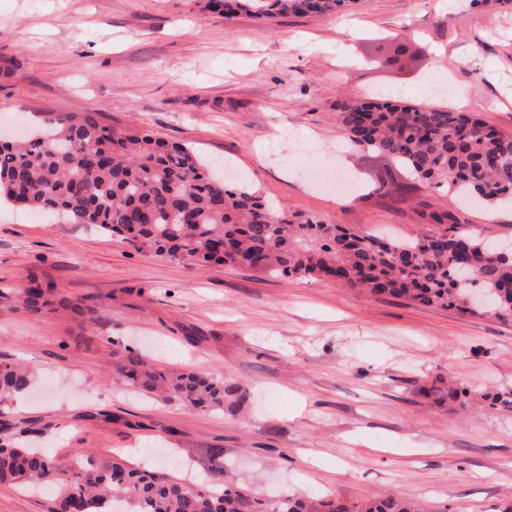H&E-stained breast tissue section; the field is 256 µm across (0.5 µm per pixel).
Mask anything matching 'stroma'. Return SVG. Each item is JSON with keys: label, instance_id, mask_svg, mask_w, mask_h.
I'll return each instance as SVG.
<instances>
[{"label": "stroma", "instance_id": "obj_1", "mask_svg": "<svg viewBox=\"0 0 512 512\" xmlns=\"http://www.w3.org/2000/svg\"><path fill=\"white\" fill-rule=\"evenodd\" d=\"M406 31L397 64L379 37ZM377 89L453 109L456 95L512 132V10L497 0H355L335 15L225 24L207 0H0V132L61 112L152 131L230 162L288 212L355 230L432 232L425 204L512 237L511 208H460L422 188L376 191L391 158L339 149L338 103ZM52 284L92 317L0 308V360L36 378L0 404V438L20 430L50 456L75 449L145 465L168 448L200 480L276 500L365 502L407 495L427 512L512 504V322L417 305L337 282L248 268L190 269L87 224L0 208V292ZM138 352L239 385L241 405L200 412L113 381ZM466 386L460 406L449 384Z\"/></svg>", "mask_w": 512, "mask_h": 512}]
</instances>
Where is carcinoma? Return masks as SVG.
Instances as JSON below:
<instances>
[{
	"label": "carcinoma",
	"mask_w": 512,
	"mask_h": 512,
	"mask_svg": "<svg viewBox=\"0 0 512 512\" xmlns=\"http://www.w3.org/2000/svg\"><path fill=\"white\" fill-rule=\"evenodd\" d=\"M356 0H213L224 22L244 14L261 22L326 15ZM341 134L357 149L398 160L426 187L475 204H512V133L465 112L378 96L337 105ZM190 148L151 131L132 135L94 112L59 113L22 141L0 135V202L89 224L137 251L190 268L242 266L270 275L337 281L374 294L477 315L471 288L494 296L492 315L512 321V259L495 256L482 230L460 227L450 210H434L431 236L383 239L318 218L294 222L246 185L214 177ZM464 258L474 279L460 277ZM90 315L60 288L31 279L5 307L39 316L54 305ZM116 378L145 395L200 411L222 410L240 388L222 377L154 364L138 356L114 365ZM35 372L0 361V404L33 383ZM0 484L57 489L51 512H420L405 496L362 504L286 495L271 505L249 490L205 486L146 467L79 452L68 462L26 439L0 441Z\"/></svg>",
	"instance_id": "cac0c4a2"
}]
</instances>
